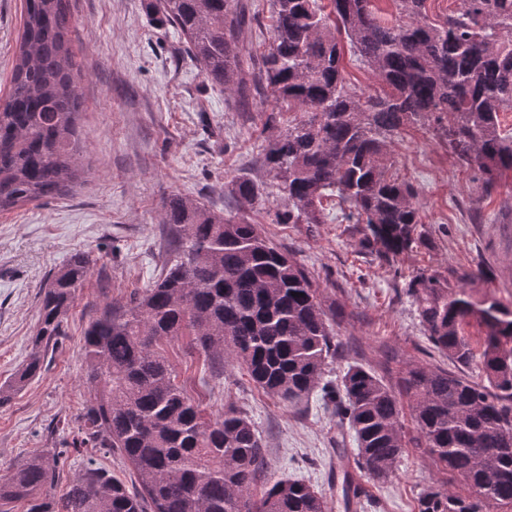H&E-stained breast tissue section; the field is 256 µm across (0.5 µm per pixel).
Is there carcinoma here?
I'll use <instances>...</instances> for the list:
<instances>
[{"label":"carcinoma","mask_w":512,"mask_h":512,"mask_svg":"<svg viewBox=\"0 0 512 512\" xmlns=\"http://www.w3.org/2000/svg\"><path fill=\"white\" fill-rule=\"evenodd\" d=\"M271 37L243 57V0H157L151 7L184 39L205 77L247 100L264 92L267 122L288 118L264 147V176L280 193L278 224L324 223L323 201L347 206L343 218L366 225L363 247L383 259L413 249L421 224L412 183L391 173L389 147L410 126L426 125L457 161L477 166L490 194L512 173V0H462L432 20L426 0H393L385 21L372 0H267ZM69 0H25L12 87L0 105V213L61 196L77 181L82 147L79 82L73 70ZM344 35L377 80L370 92L346 83ZM267 182L241 176L234 192L253 205ZM174 244L158 277L105 303L83 333L84 384L93 396L72 448L119 453L139 486L86 466L59 502L37 492L60 473L59 453L34 455L0 486L4 505L27 512H328L303 481L265 477L266 455L251 417L229 404L209 416L176 382L162 343L193 337L214 365L231 360L267 396L290 405L315 390L335 404L356 444L345 498L362 480L384 481L406 448L423 449L466 493L425 489L415 512H512V304L478 300L464 281L422 270L406 288L432 348L461 374L410 363L394 387L360 364L339 383L323 382L336 355L333 328L311 277L290 254L245 219L175 195L163 216ZM93 269L72 256L44 286L23 386L42 373L50 345ZM483 336L472 343L467 327ZM408 401L415 436L405 433ZM265 479L261 496L253 486Z\"/></svg>","instance_id":"carcinoma-1"}]
</instances>
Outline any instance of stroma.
Instances as JSON below:
<instances>
[{
  "label": "stroma",
  "instance_id": "1",
  "mask_svg": "<svg viewBox=\"0 0 512 512\" xmlns=\"http://www.w3.org/2000/svg\"><path fill=\"white\" fill-rule=\"evenodd\" d=\"M150 0H70V34L81 70L84 141L78 184L68 195L0 213V385L22 369L30 351L42 287L74 253H88L93 272L70 310L59 349L40 377L0 404V485L48 448L70 444L90 403L80 349L83 329L106 300L150 284L167 244L159 224L166 200L190 198L225 215L261 225L302 264L335 310L339 347L326 377L348 365L371 368L397 384L408 363L445 364L430 345L406 295L421 270L462 274L485 266L476 297L512 302V178L481 195L476 171L461 166L428 127L406 128L390 146L394 172L418 191L424 241L392 263L363 249L364 227L326 209L320 224H279L280 201L267 188L263 205L237 199L232 182L258 175L272 103L257 94L248 106L213 85L177 34L159 25ZM24 0H0V103L23 24ZM182 336L162 348L188 395L216 415L243 407L263 437L269 474L314 485L329 512H345L341 455H353L350 431L320 394L296 405L262 393L241 369L213 376L204 353ZM125 483L135 474L100 448L71 455L43 499L59 500L87 463ZM456 481L428 455L409 449L389 479L367 482L355 512H412L428 486Z\"/></svg>",
  "mask_w": 512,
  "mask_h": 512
}]
</instances>
